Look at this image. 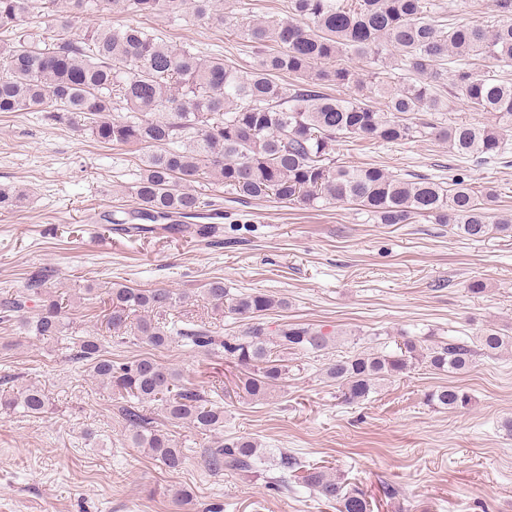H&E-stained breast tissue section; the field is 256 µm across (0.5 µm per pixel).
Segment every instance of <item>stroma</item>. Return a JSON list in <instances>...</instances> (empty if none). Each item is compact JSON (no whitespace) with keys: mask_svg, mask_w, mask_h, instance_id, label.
I'll return each instance as SVG.
<instances>
[{"mask_svg":"<svg viewBox=\"0 0 512 512\" xmlns=\"http://www.w3.org/2000/svg\"><path fill=\"white\" fill-rule=\"evenodd\" d=\"M238 0H224L220 26L193 17L165 25L171 41L190 42L223 55L241 74L255 63L233 23ZM350 165L377 163L396 174L444 177L447 145L416 138L389 148L351 139L336 148ZM139 153L107 146L88 134L45 119L40 112L0 114V184L24 188L21 207L0 211V288L23 287L31 273L55 272V288L78 294L67 320L77 335L105 333L100 299L110 283L166 287L188 293L182 312L219 325L224 337L241 335L232 315L213 313L203 296L221 277L230 292L261 291L287 298L284 311L267 314L324 329L475 342L486 324L512 336V237L481 241L425 220L378 224L359 206L319 204L305 209L273 198L242 203L223 185L195 188L223 212L211 237L163 230L128 237L104 229V214L123 218L140 172ZM473 185L498 191L492 214H512V162L470 166ZM486 285L469 293L470 280ZM186 379L216 390L224 404V437L258 441L268 452L288 451L307 464L333 469L369 496L372 512H512V351L476 354L463 374L437 373L424 363L359 403L345 404L323 375V358L302 357L272 398L235 393L239 369L224 355L184 346L158 350ZM45 388L51 414H0V512H178L175 489L195 497L192 512H336L315 492L297 486L268 489L270 472L227 470L213 475L201 454L211 437L157 417L158 426L186 449L177 473L165 471L132 447L117 400L68 361L51 342L20 337L0 326V375ZM459 386L473 397L469 409L426 405L428 392ZM398 488L394 498L384 484Z\"/></svg>","mask_w":512,"mask_h":512,"instance_id":"stroma-1","label":"stroma"}]
</instances>
